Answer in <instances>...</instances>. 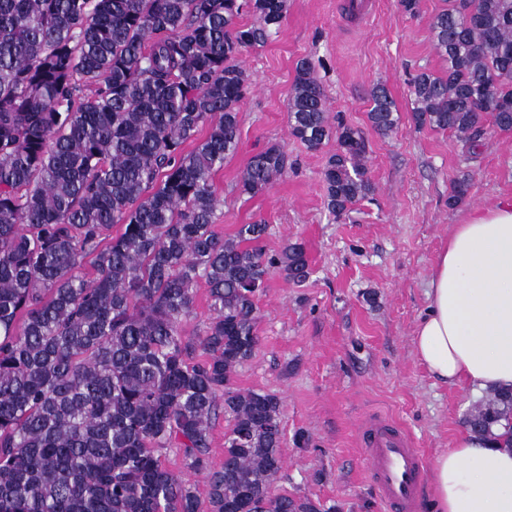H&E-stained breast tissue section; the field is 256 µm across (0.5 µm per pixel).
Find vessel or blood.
Segmentation results:
<instances>
[{"label":"vessel or blood","instance_id":"obj_1","mask_svg":"<svg viewBox=\"0 0 512 512\" xmlns=\"http://www.w3.org/2000/svg\"><path fill=\"white\" fill-rule=\"evenodd\" d=\"M367 474L388 512H419L425 461L408 433L384 416L359 427Z\"/></svg>","mask_w":512,"mask_h":512}]
</instances>
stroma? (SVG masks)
Here are the masks:
<instances>
[{"label":"stroma","mask_w":512,"mask_h":512,"mask_svg":"<svg viewBox=\"0 0 512 512\" xmlns=\"http://www.w3.org/2000/svg\"><path fill=\"white\" fill-rule=\"evenodd\" d=\"M373 2L371 16L359 24L344 15L339 0H287L279 32L240 57L250 80L239 145L212 176L222 201L215 228L224 237L261 221L267 255L296 241L306 251L304 282L271 269L257 301V350L236 368L232 383L279 399L285 464L276 486L319 502L323 512H385L358 445L363 419L393 416L430 462L464 429L477 396L436 381L415 356L413 333L450 226L465 209L512 196V132H491L468 162L451 133L412 120V77L445 66L428 29L444 0H421L415 18L399 0ZM305 57L314 64L329 118L360 130L367 145L374 191L339 219L326 209L323 181L335 141L311 151L289 132L288 99ZM378 85L400 116L388 135L368 121ZM272 144L287 153V173L263 192L240 193L250 156ZM463 173L467 196L449 206L452 184Z\"/></svg>","instance_id":"obj_1"}]
</instances>
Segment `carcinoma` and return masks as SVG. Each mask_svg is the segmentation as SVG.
Here are the masks:
<instances>
[{"instance_id":"obj_1","label":"carcinoma","mask_w":512,"mask_h":512,"mask_svg":"<svg viewBox=\"0 0 512 512\" xmlns=\"http://www.w3.org/2000/svg\"><path fill=\"white\" fill-rule=\"evenodd\" d=\"M286 4L0 0V512H200L196 485L161 460L173 445L204 476L210 512H321L274 486L278 398L232 384L258 347L270 269L302 282L304 246L268 257L266 225L244 224L235 240L215 230L212 174L238 147L249 83L238 57L266 44ZM430 32L448 67L414 78L413 121L474 156L485 117L512 131V0H448ZM371 100L368 120L387 135L396 106L383 86ZM288 112L308 149L336 136L323 180L338 219L373 191L364 137L330 125L308 59ZM287 169L271 145L249 158L240 190L255 195ZM467 189L464 173L448 206ZM87 256L90 279L79 272ZM200 279L213 315L186 338ZM504 420L512 391L479 401L466 425L512 445V432L496 434ZM228 419L224 417V412L221 411L212 420L210 429V463L212 467H219L224 461V433L228 429Z\"/></svg>"}]
</instances>
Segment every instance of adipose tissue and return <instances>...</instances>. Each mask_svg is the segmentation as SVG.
I'll use <instances>...</instances> for the list:
<instances>
[{
    "label": "adipose tissue",
    "instance_id": "adipose-tissue-1",
    "mask_svg": "<svg viewBox=\"0 0 512 512\" xmlns=\"http://www.w3.org/2000/svg\"><path fill=\"white\" fill-rule=\"evenodd\" d=\"M416 355L438 381L512 390V197L470 209L434 265ZM431 512H512V448L462 431L437 456Z\"/></svg>",
    "mask_w": 512,
    "mask_h": 512
}]
</instances>
